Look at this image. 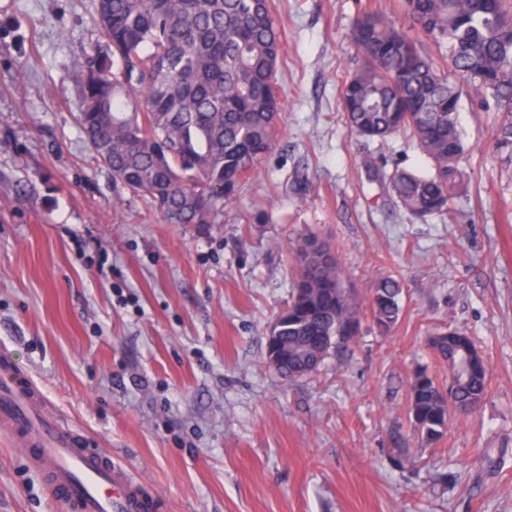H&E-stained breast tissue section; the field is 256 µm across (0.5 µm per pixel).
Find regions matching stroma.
Returning a JSON list of instances; mask_svg holds the SVG:
<instances>
[{"label":"stroma","mask_w":512,"mask_h":512,"mask_svg":"<svg viewBox=\"0 0 512 512\" xmlns=\"http://www.w3.org/2000/svg\"><path fill=\"white\" fill-rule=\"evenodd\" d=\"M275 3L277 140L222 223L200 228L164 222L89 149L75 66L100 37L91 0H0V350L164 512H512V165L492 150L499 116L461 102L460 218L410 216L369 169L427 157L402 133L352 135L338 107L360 62L357 0ZM305 236L336 248L361 307L397 278L403 311L385 336L363 320L316 375L290 381L267 364L265 337ZM443 324L474 337L489 390L426 445L410 381L420 365L447 380L428 347ZM400 452L413 469L394 467ZM0 512H57L2 434Z\"/></svg>","instance_id":"1"}]
</instances>
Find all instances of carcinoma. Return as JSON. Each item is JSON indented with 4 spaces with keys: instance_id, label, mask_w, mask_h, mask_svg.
<instances>
[{
    "instance_id": "cac0c4a2",
    "label": "carcinoma",
    "mask_w": 512,
    "mask_h": 512,
    "mask_svg": "<svg viewBox=\"0 0 512 512\" xmlns=\"http://www.w3.org/2000/svg\"><path fill=\"white\" fill-rule=\"evenodd\" d=\"M102 42L75 67L78 121L112 179L147 199L169 224H219L258 160L274 145L281 106V47L272 0H94ZM414 26L440 49L448 80L418 41L367 8L350 29L361 64L345 76L339 105L348 129L384 140L406 132L431 163L418 173L372 168L417 218L452 214L463 185L462 95L509 116L493 149L512 161V0H403ZM307 237L292 250L290 301L265 337L266 361L288 378L319 371L295 360L353 340L361 307L345 286L339 257ZM401 283L374 288L370 317L385 333L400 319ZM448 365V384L425 367L410 385L409 418L433 443L454 415L474 414L488 393L489 368L472 338L438 329L429 338Z\"/></svg>"
}]
</instances>
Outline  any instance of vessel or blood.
<instances>
[{
  "label": "vessel or blood",
  "instance_id": "b4317fda",
  "mask_svg": "<svg viewBox=\"0 0 512 512\" xmlns=\"http://www.w3.org/2000/svg\"><path fill=\"white\" fill-rule=\"evenodd\" d=\"M44 408L41 388L9 357L0 358V432L23 446L63 512H160V499L140 479Z\"/></svg>",
  "mask_w": 512,
  "mask_h": 512
}]
</instances>
